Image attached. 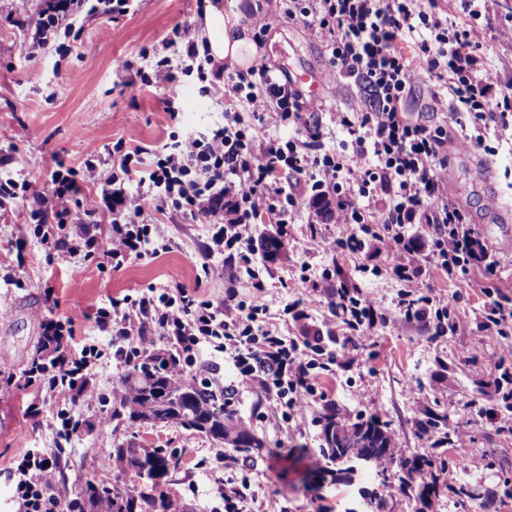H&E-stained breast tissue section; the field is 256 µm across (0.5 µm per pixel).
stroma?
<instances>
[{"label": "stroma", "instance_id": "stroma-1", "mask_svg": "<svg viewBox=\"0 0 512 512\" xmlns=\"http://www.w3.org/2000/svg\"><path fill=\"white\" fill-rule=\"evenodd\" d=\"M249 15L260 13L264 29L249 28L253 42L280 78L307 71L319 74L327 67L323 44L299 21L290 19L283 0H134L129 13L118 20L96 16L87 20L67 54L48 51L30 59L23 51L27 29L9 24L15 0H0V156L10 159L9 171L19 179L49 185L53 159L81 167L90 149L108 156L117 141L126 146L158 149L169 143L172 131L204 133L224 123V110L235 107L245 122L253 123L262 139L297 136L290 124L269 127L254 124L246 103L234 102L223 83L210 84L185 76L177 117L165 108L166 84L138 90L130 87L131 60L142 66L141 50L161 49L173 27H190L199 34L206 7ZM512 63V0H500L486 24L481 50L484 73L499 76ZM363 94L351 85L322 83L324 111L306 112L309 122L320 124L324 142L339 147L349 142L336 123L337 108L360 101ZM448 126V190L457 199L500 262L495 283L512 298V149L486 135L483 144L462 142L456 124ZM308 209H301L289 226L291 244L274 257L257 253L252 273L239 270L237 259L206 254L213 228L204 218L169 212L153 213L164 247L112 268L106 262L111 249L110 219L101 217L94 229L99 246L85 257L49 250L34 232L26 204L8 202L0 207V367L14 376V384L0 379V512H15V483L9 473L26 449L56 453L55 484L67 498L81 497L87 482L112 485L115 469H101L113 448L141 445L166 448L177 465L159 487L173 497L179 512H216L224 482L243 491L246 512H374L369 492H378L383 512H412L414 502L400 491L384 486L374 469L331 476L309 468L302 449L318 450L317 419L333 406L349 418L380 415L389 424L393 450L406 457L463 454L473 458L471 471H451L429 500L426 512H462L476 505L481 512H512V496L504 495L505 479H512V433L470 423L474 407L500 409L501 396L483 377L484 367L499 357L491 337L470 333L428 335L422 324L398 318L377 324L373 344L362 358L330 373L320 371L319 398L304 422L284 421L273 403L253 392L234 400L237 423L261 438L263 447L248 452L232 449L230 465L216 464L208 435L175 424L144 423L130 426L115 392L124 373L116 369L107 333L96 325L94 309L115 298L138 295L151 288L185 289L189 294L222 301L228 291L248 298L254 279L267 289L266 318L287 336L297 334L298 322L284 307L298 294L310 293L331 268V256L302 254L298 241L307 234ZM347 277L364 292L393 307L401 290L385 270L375 250L347 253L341 259ZM70 319L74 342L92 344L103 351L93 379L94 397L80 401L74 414L78 432L58 446L46 426L58 410L54 399L26 385V373L38 358L41 321L47 312ZM421 382L424 401L410 393L411 382ZM460 410L452 423L467 425L469 438L462 448L448 444L443 433H423L421 424L432 414L448 411L449 401ZM41 410L38 420L27 415L29 404ZM110 425L99 430L100 418Z\"/></svg>", "mask_w": 512, "mask_h": 512}]
</instances>
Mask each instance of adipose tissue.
Segmentation results:
<instances>
[{
  "instance_id": "1",
  "label": "adipose tissue",
  "mask_w": 512,
  "mask_h": 512,
  "mask_svg": "<svg viewBox=\"0 0 512 512\" xmlns=\"http://www.w3.org/2000/svg\"><path fill=\"white\" fill-rule=\"evenodd\" d=\"M240 28L237 14H227L215 8L205 12L201 36L205 38L215 60L227 62L232 67H248L255 56L256 47L241 33Z\"/></svg>"
}]
</instances>
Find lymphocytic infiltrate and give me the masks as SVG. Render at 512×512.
I'll use <instances>...</instances> for the list:
<instances>
[{
  "label": "lymphocytic infiltrate",
  "instance_id": "obj_1",
  "mask_svg": "<svg viewBox=\"0 0 512 512\" xmlns=\"http://www.w3.org/2000/svg\"><path fill=\"white\" fill-rule=\"evenodd\" d=\"M462 2L468 15L463 23L432 12L426 0H285L289 18L322 39L328 81L370 93L358 109L337 112V124L350 136L349 147L341 150L326 148L320 125L305 122L300 92L280 82L266 60L229 70L224 62L200 54L190 28L174 27L164 45L179 47L178 57H161L153 72L136 71L141 85H151L156 77L165 81L168 112L176 110L180 75L194 73L227 84L260 123H292L303 127V136L258 139L244 127L239 113L229 111L223 127L207 134L176 135L172 145L150 154L116 142L111 153L114 170L89 206L78 205L74 196L81 181L93 178L100 165L94 150L80 170L55 161L46 190L0 175V200H25L34 211L39 235L51 248L60 243L57 228L111 216L108 257L116 268L156 252L161 234L150 216L166 210L212 221L208 255L233 251L244 267H251L257 220L274 218L280 237H287L289 217L305 203L315 216L336 220L347 231L334 242L310 232L301 242L304 253L357 252L366 244L376 245L385 256L387 272L404 284L395 312L404 321L430 325L439 313L432 298L419 290L428 269L445 272L463 294L477 286L479 277L494 276L499 266L448 194L447 125L424 124L405 109L424 71L448 90L444 98L432 95L437 110L469 114L479 133L512 129V93L478 66V21L488 12L490 0ZM128 11L129 0H43L36 20L21 12L8 20L30 28L24 50L33 59L53 47L65 50L68 40L78 38L83 15L115 18ZM406 42L411 52L403 51ZM143 165L148 168L147 186L131 193L127 180ZM359 224L377 226L378 231L363 240L355 230ZM253 287L246 303L232 294L216 303L183 290L173 294L152 288L96 308L95 321L111 338L117 366L132 367L144 355L145 333L150 330L176 345L185 363L177 379L198 378L206 391L228 401L243 389L286 399L288 420L302 421L316 396V356L342 365L351 351L367 347L377 320L387 319L390 312L376 297L340 279L326 285L322 298L302 301L300 333L285 336L265 320L264 283L254 282ZM447 308L451 324L436 327L437 335L468 331L492 336L502 354L512 355V305L495 299L479 308L453 302ZM323 309L349 332L343 346L328 352L313 320ZM42 342L50 355L33 361L27 379L45 394L64 400L66 408L53 428L67 441L77 431L69 409L91 395L101 353L91 345L75 346L69 321L51 316L42 321ZM210 346L234 364L235 383L224 384L200 363ZM53 468V456L38 448L27 449L15 461L11 473L17 512H76V500L57 491Z\"/></svg>",
  "mask_w": 512,
  "mask_h": 512
}]
</instances>
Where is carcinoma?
Returning <instances> with one entry per match:
<instances>
[{
    "mask_svg": "<svg viewBox=\"0 0 512 512\" xmlns=\"http://www.w3.org/2000/svg\"><path fill=\"white\" fill-rule=\"evenodd\" d=\"M176 362L173 357L154 352L134 366L125 378L130 390L128 420L132 423H175L204 432L221 442L237 448H260L262 443L249 431L233 425V414L225 408H216L215 398L195 385H183L175 379ZM171 392L181 393V398L167 407L159 401ZM320 455L334 463L344 448H355L376 460L396 462L397 472H381L383 483L398 481L410 486L423 478L433 479L454 468V460L442 455L395 460L391 448L389 425L374 417L354 421L344 420L330 409L318 417ZM113 464L121 472H131L134 477L158 485L176 465L165 448L115 449ZM83 496L92 510L106 505L109 512H168L163 499L138 492L131 486H98L86 484Z\"/></svg>",
    "mask_w": 512,
    "mask_h": 512,
    "instance_id": "obj_1",
    "label": "carcinoma"
}]
</instances>
